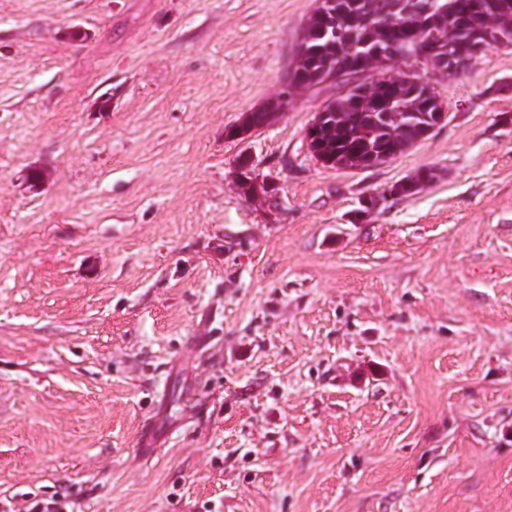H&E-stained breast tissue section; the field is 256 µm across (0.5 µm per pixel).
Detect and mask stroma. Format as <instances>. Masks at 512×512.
I'll use <instances>...</instances> for the list:
<instances>
[{"label": "stroma", "instance_id": "obj_1", "mask_svg": "<svg viewBox=\"0 0 512 512\" xmlns=\"http://www.w3.org/2000/svg\"><path fill=\"white\" fill-rule=\"evenodd\" d=\"M315 5L0 0V512H512V47L330 168Z\"/></svg>", "mask_w": 512, "mask_h": 512}]
</instances>
